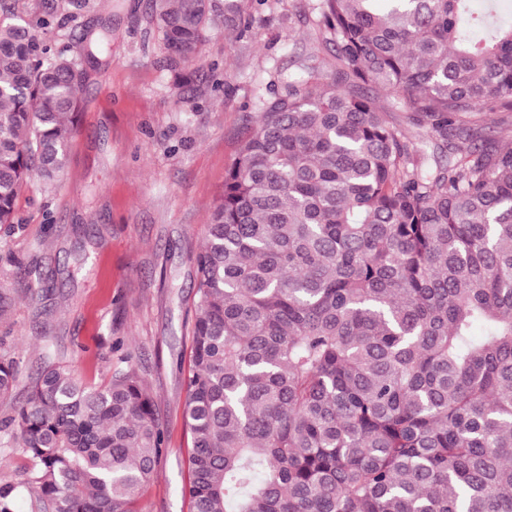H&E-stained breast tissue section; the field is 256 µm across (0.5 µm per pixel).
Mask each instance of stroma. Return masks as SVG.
<instances>
[{
  "label": "stroma",
  "mask_w": 512,
  "mask_h": 512,
  "mask_svg": "<svg viewBox=\"0 0 512 512\" xmlns=\"http://www.w3.org/2000/svg\"><path fill=\"white\" fill-rule=\"evenodd\" d=\"M271 4L244 47L216 33L175 71L162 35L145 22L147 0H89L64 27L37 32L74 57L73 34L109 22L110 62L87 71L61 187L32 181L17 200L18 227L0 229V288L35 287L0 319V348L19 361L0 418L25 399L44 353L98 386L120 354L130 355L167 436L140 512H191L182 488L193 257L241 134L260 115L256 96L275 73L298 75L300 57L335 63L308 0ZM216 74L231 93L213 89Z\"/></svg>",
  "instance_id": "obj_1"
}]
</instances>
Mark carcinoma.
I'll return each mask as SVG.
<instances>
[{
  "mask_svg": "<svg viewBox=\"0 0 512 512\" xmlns=\"http://www.w3.org/2000/svg\"><path fill=\"white\" fill-rule=\"evenodd\" d=\"M0 0V226L58 181L84 73ZM269 0H149L174 68ZM336 67L258 96L194 256L192 512H512V0H313ZM64 24L50 3L39 26ZM112 40L84 30L96 66ZM386 91L414 129L368 95ZM49 356L0 421L37 512H138L165 431L129 355ZM17 361L0 354V398Z\"/></svg>",
  "mask_w": 512,
  "mask_h": 512,
  "instance_id": "carcinoma-1",
  "label": "carcinoma"
}]
</instances>
